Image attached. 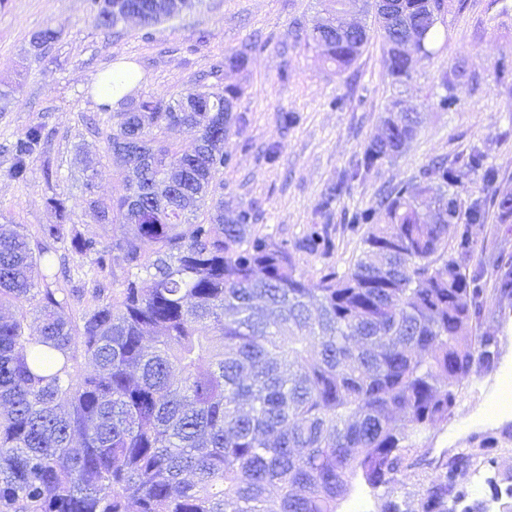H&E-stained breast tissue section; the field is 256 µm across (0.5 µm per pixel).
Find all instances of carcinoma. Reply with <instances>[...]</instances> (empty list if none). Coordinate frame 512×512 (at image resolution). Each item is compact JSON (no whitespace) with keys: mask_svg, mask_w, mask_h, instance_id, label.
Listing matches in <instances>:
<instances>
[{"mask_svg":"<svg viewBox=\"0 0 512 512\" xmlns=\"http://www.w3.org/2000/svg\"><path fill=\"white\" fill-rule=\"evenodd\" d=\"M320 5L306 46L342 73L377 36L402 86L407 55H432L447 0H390L387 13L363 0L373 25L353 30L336 24L350 0ZM129 8L145 26L171 18L167 0H90L103 28ZM247 62L229 50L213 74ZM240 94L226 84L169 101L125 96L108 147L135 181L118 198L90 200L101 223L132 226L119 242L77 233L56 194L47 204L59 223L0 230V309H13L0 313V512H338L353 479L373 491L393 484L406 452L448 421L457 387L493 361L496 339L472 336L484 289L464 267L474 245L450 191L460 176L435 160L419 182L353 213L350 224L365 227L359 255L311 283L288 248L253 230V209L226 216L211 197L231 162L224 135L241 120L229 112ZM419 125L391 101L364 168L400 156ZM162 126L193 130V152L153 137ZM46 141L41 125L15 140L13 179L27 178ZM356 175L329 186L317 211ZM66 239L92 272L68 290L39 273ZM331 248L320 224L295 244ZM114 265L124 277L108 296L100 278ZM86 294L94 304L76 319L70 299ZM30 313L41 319L36 335L25 330ZM474 459L436 463L421 512H491L462 483Z\"/></svg>","mask_w":512,"mask_h":512,"instance_id":"cac0c4a2","label":"carcinoma"}]
</instances>
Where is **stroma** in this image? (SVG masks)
Masks as SVG:
<instances>
[{
	"label": "stroma",
	"instance_id": "35a3bbf8",
	"mask_svg": "<svg viewBox=\"0 0 512 512\" xmlns=\"http://www.w3.org/2000/svg\"><path fill=\"white\" fill-rule=\"evenodd\" d=\"M318 9L319 0H196L176 20L104 29L89 17L85 0H0V88L14 90L9 100H0V225L32 232L55 223L47 199L57 194L66 197L71 222L83 235L109 245L128 232V225L101 223L89 205L90 199L126 192V173L111 158L107 141L122 105L102 111L93 89L98 74L116 68L136 73L135 97L149 93L169 100L189 88L241 86L235 111L242 121L224 138L232 162L215 197L228 213L255 207L256 232L277 244H295L311 225L327 224L329 253L293 254L297 271L312 281L328 266L344 271L359 254L361 238L348 228L349 216L371 206L381 192L419 181L433 160H444L461 176L463 205L484 197L512 198V73L500 71L501 63L512 62V0H448L431 57H416L412 79L400 91L388 74L380 40H372L340 74L314 49L296 42L293 31L310 27ZM47 27L60 38L49 49L36 50L32 39ZM228 50L247 51V66L216 77L212 67ZM460 60L466 67L462 77L454 74ZM447 91L456 104L442 112L436 102ZM396 94L421 114L417 138L403 155L361 171L328 214L316 215L325 189L360 164L364 143L378 131ZM335 98L342 106L331 107ZM286 112L301 120L285 131ZM37 124L48 137L45 152L31 164L26 181L14 180L8 173L10 144ZM271 147L277 150L272 160L266 155ZM477 152L483 166L474 169L470 159ZM81 154L93 159L97 170L89 192L77 173ZM487 168L497 174L490 185L483 179ZM469 230L474 252L467 267L482 271L486 288L484 315L473 333L497 337L495 364L475 369L459 386L448 421L433 432L427 448L411 451L415 467L376 493L355 483L339 512H380L386 499L419 512L424 490L437 475L432 460L477 447L487 436L496 441L497 466L468 476L470 498L489 497L488 477L502 487L512 481V421L494 426L478 420L501 380L512 377V294L500 289L512 278V216L502 217L492 207Z\"/></svg>",
	"mask_w": 512,
	"mask_h": 512
}]
</instances>
